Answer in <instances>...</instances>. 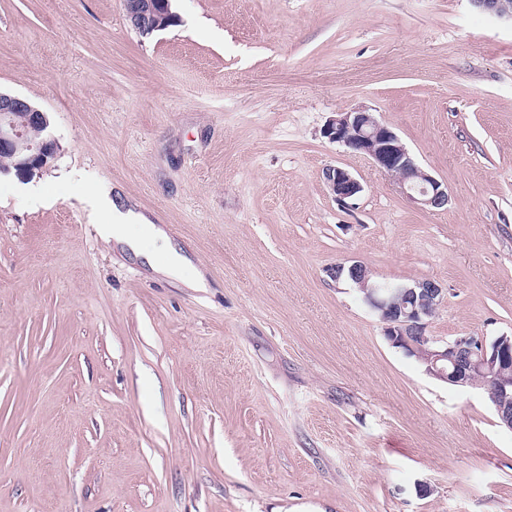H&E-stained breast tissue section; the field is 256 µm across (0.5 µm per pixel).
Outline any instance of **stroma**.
Segmentation results:
<instances>
[{"label":"stroma","mask_w":512,"mask_h":512,"mask_svg":"<svg viewBox=\"0 0 512 512\" xmlns=\"http://www.w3.org/2000/svg\"><path fill=\"white\" fill-rule=\"evenodd\" d=\"M172 7L144 38L122 0H0V91L61 146L0 175V512H512L484 391L429 376L328 274L435 280L431 336H512V23L470 0ZM361 107L447 207L323 137ZM102 197L205 287L106 244ZM324 179L336 201L344 207L352 206L363 191L359 181L349 171L337 166L326 168Z\"/></svg>","instance_id":"1"}]
</instances>
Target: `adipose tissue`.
Returning a JSON list of instances; mask_svg holds the SVG:
<instances>
[{
  "mask_svg": "<svg viewBox=\"0 0 512 512\" xmlns=\"http://www.w3.org/2000/svg\"><path fill=\"white\" fill-rule=\"evenodd\" d=\"M104 209L109 214V221L100 225L99 234L105 242L115 243L144 258L157 272L186 277L189 287H203L202 277L191 273L189 260L171 244L161 228L144 222L133 210H120L113 203H105Z\"/></svg>",
  "mask_w": 512,
  "mask_h": 512,
  "instance_id": "adipose-tissue-1",
  "label": "adipose tissue"
}]
</instances>
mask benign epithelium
Instances as JSON below:
<instances>
[{
    "instance_id": "obj_1",
    "label": "benign epithelium",
    "mask_w": 512,
    "mask_h": 512,
    "mask_svg": "<svg viewBox=\"0 0 512 512\" xmlns=\"http://www.w3.org/2000/svg\"><path fill=\"white\" fill-rule=\"evenodd\" d=\"M480 11L498 19L512 21V0H471ZM127 24L149 37L170 26V0H123ZM47 117L27 99L0 92V155L12 159L11 167L29 173L46 167L55 159L58 141L52 137L35 138L31 132L46 130ZM333 143L367 157L381 170L392 175L402 191L423 208L441 209L448 205V186L427 173L414 159L397 133L365 108L338 112L323 129ZM324 179L336 201L353 205L363 187L347 170L330 166ZM330 275L354 285L365 305L385 326L392 345L407 354H418L426 372L451 385L480 387L488 381V390L499 425L512 431V336L501 335L487 341L484 336L466 334L447 341L428 334L430 320L443 302L444 290L432 280L383 286L374 281L362 262L330 268Z\"/></svg>"
}]
</instances>
